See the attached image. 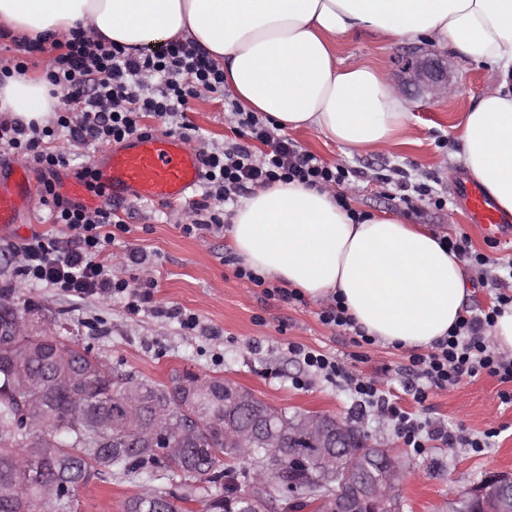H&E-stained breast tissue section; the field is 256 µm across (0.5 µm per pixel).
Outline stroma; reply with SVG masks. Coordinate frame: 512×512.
I'll use <instances>...</instances> for the list:
<instances>
[{"label": "stroma", "mask_w": 512, "mask_h": 512, "mask_svg": "<svg viewBox=\"0 0 512 512\" xmlns=\"http://www.w3.org/2000/svg\"><path fill=\"white\" fill-rule=\"evenodd\" d=\"M415 51L432 54L436 48L406 40L385 42L361 29L336 45L339 60L371 63L396 88L401 85L402 58ZM501 81L492 67L469 65L453 70L454 96L408 95L409 130L405 142L394 147L352 152L312 129L291 130L287 137L328 165L356 171L347 196L358 212L398 215L451 238L467 235L472 251L505 263L512 261V231L488 236L471 224L458 200V183L467 172L452 131L462 113ZM187 119L210 143L235 138L220 95L193 100ZM385 175L405 177L412 186H431L434 197L404 201L400 191L382 183ZM438 196L447 197V204L435 205ZM26 207L28 213L20 223L0 227V292L18 304L41 306L42 317L32 320L34 330L63 322L76 325L84 345L116 371L159 384H171L185 372L203 379L223 377L278 409L353 417L373 441L394 448L408 467L410 476L398 489L401 512H446L449 499L475 485L487 471L512 472V401L502 399L503 392L512 393V383L485 374L467 377L454 388L431 395L426 405L416 404L404 390L409 351L378 342L355 344L350 335L321 323L320 301L306 297L286 303L237 278L240 261L228 246V231L186 234L187 204L117 211L125 229L107 249L108 263L124 278L149 277L155 282L150 307L135 315L109 297L78 300L54 288L23 282L16 273L11 245L35 234L60 232L58 226L33 221V214L40 211L37 191H30ZM133 250L146 256L145 265L129 261ZM172 308L194 313L201 331L182 330L166 316ZM292 342L330 353L355 372L377 377L386 394L417 417L437 419L449 429L474 435L491 429L498 435L481 453L439 441L416 453L377 410L356 407L342 380L325 379L291 358L287 347ZM139 489V484L106 476L78 489L77 512H122L124 500Z\"/></svg>", "instance_id": "obj_1"}]
</instances>
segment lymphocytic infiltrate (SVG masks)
<instances>
[{
  "instance_id": "f902f5d3",
  "label": "lymphocytic infiltrate",
  "mask_w": 512,
  "mask_h": 512,
  "mask_svg": "<svg viewBox=\"0 0 512 512\" xmlns=\"http://www.w3.org/2000/svg\"><path fill=\"white\" fill-rule=\"evenodd\" d=\"M47 80L51 96L61 98L66 113L42 127L1 118L0 151L31 159L47 219L63 225L71 245L62 247L51 235L31 237L16 250L20 258L17 273L30 284L56 288L81 300L101 294L115 297L128 312L139 313L150 303L155 283L114 275L104 262L103 255L115 240L110 230L115 213L108 206L87 209L58 192L57 174L69 167L72 157L54 143L61 138L80 148L120 143L141 134L140 120L146 115L168 124L170 133L192 140L193 127L186 120L189 103L209 93H223L224 68L191 40L170 41L159 51L145 53L97 42L76 29L51 57ZM229 107L241 139L200 148L201 194L189 206L186 234L223 229L228 206L275 182L336 189L353 177V170L326 165L237 101H230ZM255 141L264 145V152L253 151ZM448 247L468 261L479 284L497 289L498 294L487 312L461 316L430 351L411 355L414 380L408 393L420 405L434 392L454 387L466 377L486 374L512 381V357L496 352L489 336L496 316L512 307V295L503 291L506 280L512 279V265L491 272L489 258L472 252L464 237L449 241ZM288 352L314 372L344 381L358 406L377 408L394 424L404 445L414 451H423L433 440L478 449L490 445L489 438L468 439L462 431L414 417L390 400L378 381L351 371L336 357L295 344L289 345Z\"/></svg>"
}]
</instances>
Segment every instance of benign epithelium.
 <instances>
[{"mask_svg":"<svg viewBox=\"0 0 512 512\" xmlns=\"http://www.w3.org/2000/svg\"><path fill=\"white\" fill-rule=\"evenodd\" d=\"M404 84L415 88L419 94L436 96L451 88L449 83L448 58L445 55L414 54L403 65ZM291 430L308 435L319 448L314 486L322 489L317 494L316 504L323 512H356L355 504H365L368 512H400L396 490L402 482L404 467L386 448L365 437V433L349 424L345 418H327L311 414L291 426ZM272 438L280 430L272 424L257 427L253 423L226 430L225 446L237 448L246 437L255 442L257 436ZM360 449L351 453L353 443ZM377 460L378 474L367 476L361 458ZM275 495V487L258 481L247 490L245 496L266 500ZM470 500L479 507V512H512V473L491 471L473 487L450 500L455 504Z\"/></svg>","mask_w":512,"mask_h":512,"instance_id":"7a95c632","label":"benign epithelium"}]
</instances>
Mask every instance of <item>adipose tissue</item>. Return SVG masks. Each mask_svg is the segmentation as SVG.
<instances>
[{
	"instance_id": "obj_1",
	"label": "adipose tissue",
	"mask_w": 512,
	"mask_h": 512,
	"mask_svg": "<svg viewBox=\"0 0 512 512\" xmlns=\"http://www.w3.org/2000/svg\"><path fill=\"white\" fill-rule=\"evenodd\" d=\"M4 28L50 40L80 28L141 50L196 40L245 109L358 151L399 144L409 106L376 67L340 62L337 38L358 28L390 41L425 38L452 61L512 74V0H0ZM58 104L39 74L0 81V112L22 121H46ZM453 130L465 169L512 214V86L483 96ZM229 246L251 270L311 299L338 298L385 344L431 348L462 315L463 262L437 234L397 216L357 220L329 190L257 189L232 218Z\"/></svg>"
}]
</instances>
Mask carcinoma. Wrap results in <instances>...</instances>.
Returning a JSON list of instances; mask_svg holds the SVG:
<instances>
[{
  "mask_svg": "<svg viewBox=\"0 0 512 512\" xmlns=\"http://www.w3.org/2000/svg\"><path fill=\"white\" fill-rule=\"evenodd\" d=\"M27 312L0 296V512H73L78 488L107 473L144 480L122 512H184L208 483L206 512H267L238 495L255 469L224 459V380L184 376L173 386L112 372L78 336L42 331L18 339L10 318ZM153 429L182 449L176 456L142 440ZM314 447L302 441L257 448L258 467L290 496L312 501Z\"/></svg>",
  "mask_w": 512,
  "mask_h": 512,
  "instance_id": "1",
  "label": "carcinoma"
}]
</instances>
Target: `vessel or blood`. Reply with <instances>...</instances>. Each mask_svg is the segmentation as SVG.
<instances>
[{"instance_id": "vessel-or-blood-1", "label": "vessel or blood", "mask_w": 512, "mask_h": 512, "mask_svg": "<svg viewBox=\"0 0 512 512\" xmlns=\"http://www.w3.org/2000/svg\"><path fill=\"white\" fill-rule=\"evenodd\" d=\"M89 171V180L61 183L60 191L90 209L182 201L202 182L198 151L169 134L134 136L121 148L95 151ZM31 181L23 170L13 182L0 181V224L17 223ZM458 196L473 224L488 234L502 232L505 219L477 182L460 181Z\"/></svg>"}]
</instances>
